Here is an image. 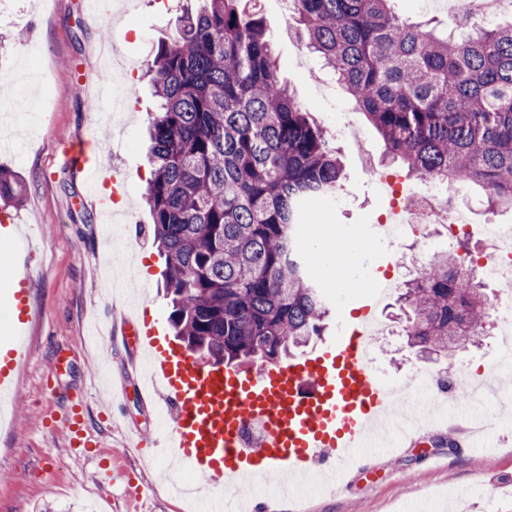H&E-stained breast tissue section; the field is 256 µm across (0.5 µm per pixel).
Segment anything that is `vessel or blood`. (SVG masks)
<instances>
[{"label":"vessel or blood","instance_id":"b4317fda","mask_svg":"<svg viewBox=\"0 0 512 512\" xmlns=\"http://www.w3.org/2000/svg\"><path fill=\"white\" fill-rule=\"evenodd\" d=\"M68 158L87 183L98 182V170L87 164L85 140L71 143ZM29 284L28 272L19 273L11 299L0 305V322L12 330L0 339L1 404L13 402V369L26 356ZM124 333L147 363L138 392L159 390L171 411L173 427L161 452L215 489L208 512H224L221 490L228 481L248 487L270 475L299 479L319 466L339 474L388 415V389L374 377L365 349L343 339L288 364L253 371L198 365L158 321H127ZM249 425L259 431L257 442L243 439Z\"/></svg>","mask_w":512,"mask_h":512}]
</instances>
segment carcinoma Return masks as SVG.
I'll use <instances>...</instances> for the list:
<instances>
[{
    "instance_id": "obj_1",
    "label": "carcinoma",
    "mask_w": 512,
    "mask_h": 512,
    "mask_svg": "<svg viewBox=\"0 0 512 512\" xmlns=\"http://www.w3.org/2000/svg\"><path fill=\"white\" fill-rule=\"evenodd\" d=\"M392 0H297L307 48L332 69L394 159L445 185L479 183L512 209V21L437 34ZM145 202L166 264L170 323L213 364L277 362L325 328L328 305L297 240L339 188L336 135L280 80L272 35L240 0L182 9L148 64ZM21 183L0 167V202ZM419 356L453 357L488 329L478 274L440 253L403 283Z\"/></svg>"
}]
</instances>
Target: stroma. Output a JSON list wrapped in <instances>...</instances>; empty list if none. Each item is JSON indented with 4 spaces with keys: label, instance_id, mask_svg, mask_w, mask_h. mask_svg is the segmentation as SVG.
Returning <instances> with one entry per match:
<instances>
[{
    "label": "stroma",
    "instance_id": "stroma-1",
    "mask_svg": "<svg viewBox=\"0 0 512 512\" xmlns=\"http://www.w3.org/2000/svg\"><path fill=\"white\" fill-rule=\"evenodd\" d=\"M260 8L274 38L281 78L321 125L339 112L360 129L366 144L358 153L338 139L343 168L341 205L315 206L318 242L335 244L340 225L376 223L385 199L371 175L385 170L416 188L417 177L386 157L385 144L352 97L332 84L333 99L314 98L327 78L321 65L305 68L301 37L267 0H248ZM451 0H393L404 19L444 30ZM85 0H51L49 11L32 8L0 21V101L24 95L36 110L21 116L28 131L0 152V166L22 180L24 198L18 223L31 225V301L36 315L27 329L28 354L14 370L18 387L16 417L10 432L0 431V512H183L169 495L154 453L167 434L160 413L142 401L136 382L140 356L113 323L130 313L167 320L160 257L151 217L143 202L150 168L144 137L155 98L145 71L158 42L170 39L180 14L177 0H134L120 12L93 20L84 15ZM119 46L133 61L126 129L115 135L104 105H93L98 80V49ZM97 143L108 168L129 174V231L105 237L103 220L91 203L81 174L70 165L69 144ZM428 258L414 239L398 247L375 245L372 256L347 262L342 270L365 264L373 278L392 269L400 280L412 278ZM328 297H339L322 339H337L363 308H370L384 328L372 342L370 366L384 382L409 381L412 372L429 368L443 374L442 359L425 360L410 349L402 328L411 314L397 293L374 298L369 289H337L335 276L321 279ZM505 351L485 334L455 357L456 369L479 367L494 377ZM80 406L86 430L82 446H71L62 425L71 406ZM458 430L443 424L417 443L397 450H368L341 476L339 487L307 498H292L287 512H512V434L490 433L484 446L458 443ZM149 492V502L132 497L135 487Z\"/></svg>",
    "mask_w": 512,
    "mask_h": 512
}]
</instances>
